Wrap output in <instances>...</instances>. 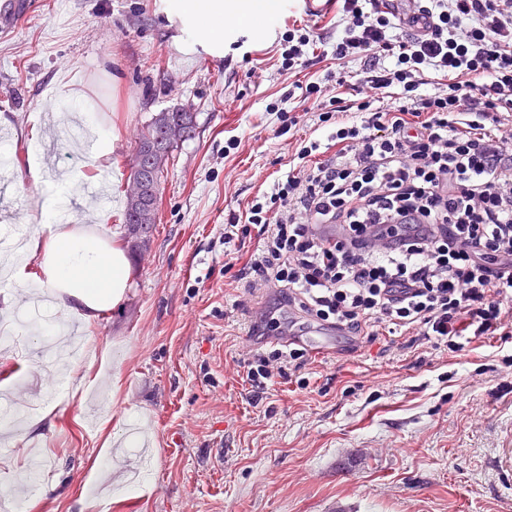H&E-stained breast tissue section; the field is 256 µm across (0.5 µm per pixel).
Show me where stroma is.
Listing matches in <instances>:
<instances>
[{
  "label": "stroma",
  "instance_id": "obj_1",
  "mask_svg": "<svg viewBox=\"0 0 512 512\" xmlns=\"http://www.w3.org/2000/svg\"><path fill=\"white\" fill-rule=\"evenodd\" d=\"M0 18V225L36 226L42 188L23 176L32 119L45 122L47 166L95 180L99 164L73 153L57 121L70 98L88 94L118 140L113 180L97 201L80 198L79 223L105 213L97 230L129 262L123 301L80 326L88 347L72 359L84 375L62 388L34 329L0 345V408L38 405L41 430L0 421V499L30 512H512V478L498 466L512 448V392L500 389L510 347L472 344L467 355L426 363L382 344L348 355L346 337L318 358L311 384L279 379L259 402L237 362L248 318L235 303L243 284L226 267L224 226L288 169L274 99L313 133L295 83L333 78L359 87L361 64L336 58V15L312 21L315 65L288 74L277 62L278 30L303 20L288 9L277 32L241 33L223 58L183 53L159 0H27ZM123 77L114 86L110 76ZM184 106L193 139L174 150L161 184L148 248L132 247L123 224L130 164L151 117ZM241 141L225 155L227 139ZM355 393H346V386Z\"/></svg>",
  "mask_w": 512,
  "mask_h": 512
}]
</instances>
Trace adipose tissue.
I'll return each mask as SVG.
<instances>
[{"instance_id":"ef3b65f1","label":"adipose tissue","mask_w":512,"mask_h":512,"mask_svg":"<svg viewBox=\"0 0 512 512\" xmlns=\"http://www.w3.org/2000/svg\"><path fill=\"white\" fill-rule=\"evenodd\" d=\"M283 0H160V12L178 31L177 41L188 49L202 47L214 57L224 54L243 21L256 33L275 26ZM80 175L56 183L53 196L39 206V228L29 246L41 256L39 268L0 256L12 279L21 285L55 290L56 308L93 325L104 305L118 306L128 282V262L122 249L75 236L60 222V205L80 192Z\"/></svg>"}]
</instances>
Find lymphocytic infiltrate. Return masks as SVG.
<instances>
[{
    "mask_svg": "<svg viewBox=\"0 0 512 512\" xmlns=\"http://www.w3.org/2000/svg\"><path fill=\"white\" fill-rule=\"evenodd\" d=\"M336 57L364 63V97L332 81L302 86L319 135L291 137L294 165L231 216L224 240L254 234L239 271L255 301L244 383L310 386L305 348L264 351L286 330L261 300L277 290L305 321L440 356L512 342V0H339ZM315 33L288 27L281 68L311 65ZM441 83H432V75ZM394 102H387L391 89Z\"/></svg>",
    "mask_w": 512,
    "mask_h": 512,
    "instance_id": "obj_1",
    "label": "lymphocytic infiltrate"
}]
</instances>
